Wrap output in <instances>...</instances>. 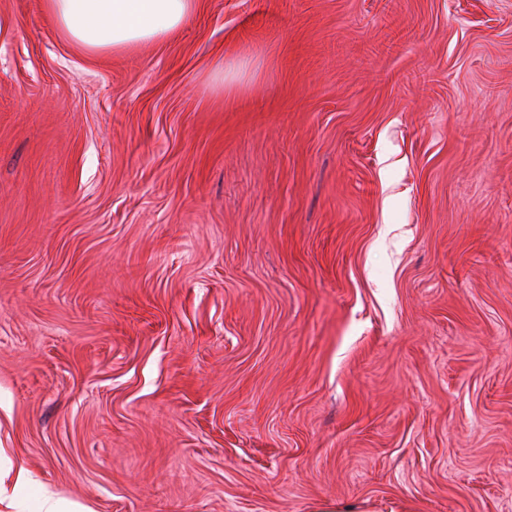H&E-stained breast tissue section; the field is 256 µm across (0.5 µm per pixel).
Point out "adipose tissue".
<instances>
[{
	"instance_id": "adipose-tissue-1",
	"label": "adipose tissue",
	"mask_w": 512,
	"mask_h": 512,
	"mask_svg": "<svg viewBox=\"0 0 512 512\" xmlns=\"http://www.w3.org/2000/svg\"><path fill=\"white\" fill-rule=\"evenodd\" d=\"M197 0H49L62 32L89 52L122 50L182 28Z\"/></svg>"
}]
</instances>
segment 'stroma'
<instances>
[{
  "instance_id": "obj_1",
  "label": "stroma",
  "mask_w": 512,
  "mask_h": 512,
  "mask_svg": "<svg viewBox=\"0 0 512 512\" xmlns=\"http://www.w3.org/2000/svg\"><path fill=\"white\" fill-rule=\"evenodd\" d=\"M47 494L512 512V0L96 54L0 0V512Z\"/></svg>"
}]
</instances>
